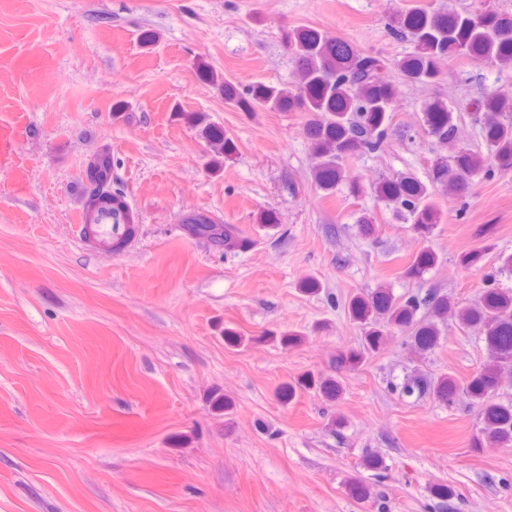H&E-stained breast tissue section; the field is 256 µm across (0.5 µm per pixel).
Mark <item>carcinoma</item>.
I'll return each instance as SVG.
<instances>
[{"instance_id": "carcinoma-1", "label": "carcinoma", "mask_w": 512, "mask_h": 512, "mask_svg": "<svg viewBox=\"0 0 512 512\" xmlns=\"http://www.w3.org/2000/svg\"><path fill=\"white\" fill-rule=\"evenodd\" d=\"M389 34L410 45V51L393 62L400 83L434 86L442 80L441 61L453 57L512 70V13L506 11L476 5L462 10L416 7L395 14ZM285 40L297 64L293 89L259 82L241 91L205 64L200 65V72L220 86L224 99L242 112L266 107L306 113L305 134L317 159L312 172L315 184L327 194L344 185L355 197L364 192V186L346 169L345 162L382 149L393 132V103L399 83L384 79L387 63L381 56L364 53L345 39L328 41L318 30L306 27L286 33ZM474 107L482 114L486 152L460 147L450 156L436 158L424 181L413 173H403L369 186L378 202L393 207L422 236L441 223L437 192L466 197L472 191L473 178L512 171V102L490 92L475 100ZM459 118L460 113L449 108L447 101L432 97L423 106V131L441 144L454 145L460 139ZM191 123L217 153L232 157L236 144L222 128L203 113L193 115ZM103 215L112 216V249H122L134 235L135 220L125 201L112 191V153L106 149L86 168L85 223L96 224ZM187 223L196 235L218 246L246 250L252 245L232 227L222 228L204 214ZM438 260L435 251L424 249L411 260L407 274L420 275ZM501 277H512V253L500 257L495 272L485 276L481 295L469 304L450 302L438 294L422 299L397 297L388 288L353 297L347 311L363 326L364 336L359 349L342 362L359 365L380 350L394 329L407 333L413 348L428 353L439 346V324L449 316L466 327L479 328L492 360L471 377L465 394L479 408L481 437L511 447L512 401L503 403L497 397L503 375L512 374V289L499 287ZM298 385L318 391L329 401L340 396V384L331 378L305 374ZM457 392L456 381L447 375L433 381L410 380L400 386L405 397L429 394L448 405L454 404Z\"/></svg>"}]
</instances>
